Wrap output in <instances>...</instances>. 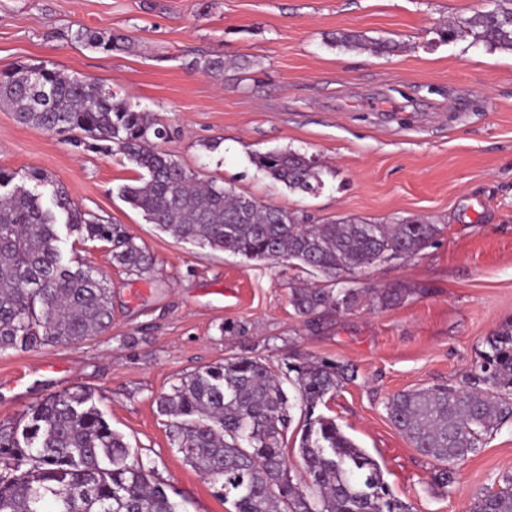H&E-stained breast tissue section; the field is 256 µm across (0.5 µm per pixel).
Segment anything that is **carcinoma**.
Segmentation results:
<instances>
[{
	"instance_id": "cac0c4a2",
	"label": "carcinoma",
	"mask_w": 512,
	"mask_h": 512,
	"mask_svg": "<svg viewBox=\"0 0 512 512\" xmlns=\"http://www.w3.org/2000/svg\"><path fill=\"white\" fill-rule=\"evenodd\" d=\"M471 37V44L512 53V0L488 7L440 30L443 39ZM74 39L104 51L126 41L88 27ZM336 45L367 46L391 53L399 45L372 41L357 31L336 34ZM192 68L224 74V58L205 56ZM40 71L49 105L36 101L28 75ZM0 104L17 121L45 131L67 130L127 160L145 175L119 195L163 232L201 247L252 261L285 260L321 272L332 284L347 283L379 262L406 258L439 233L422 219L372 224L346 219L312 224L307 215L238 194L211 179L202 182L157 145L168 136L151 112L136 110L88 78L46 66L21 64L0 78ZM265 177L292 192L312 194L323 184V165L293 150L256 153ZM30 177L53 186L51 198L13 184L16 173L0 169V352L79 342L112 324V295L103 275L72 267L59 246L57 226L85 241L105 243L112 261L129 274L154 267L149 250L123 224H105L83 211L48 176ZM405 288H292L299 315L321 308L350 312L365 299L381 308L403 303ZM458 387L400 391L386 404L387 417L420 454L435 462V481L455 482L456 465L483 436L512 419V322L486 341ZM293 378L304 408L298 453L305 476L294 480L283 443L291 422L281 378ZM355 370L335 361L303 360L277 375L260 359L234 357L186 374L156 398L169 433L186 464L224 491L233 512H413L384 480L380 465L317 406ZM0 512H182L152 468L112 429L91 390L75 386L33 405L21 426L0 427ZM470 512H512V475L479 497Z\"/></svg>"
}]
</instances>
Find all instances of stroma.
<instances>
[{
	"instance_id": "stroma-1",
	"label": "stroma",
	"mask_w": 512,
	"mask_h": 512,
	"mask_svg": "<svg viewBox=\"0 0 512 512\" xmlns=\"http://www.w3.org/2000/svg\"><path fill=\"white\" fill-rule=\"evenodd\" d=\"M485 0H0V72L42 64L89 77L167 129L163 149L188 170L315 223L342 218L438 225L433 245L357 275V288L409 291L401 304L302 317L289 290L326 287L318 272L200 248L161 232L124 202L140 177L71 134L17 122L0 107V167L39 170L89 211L125 225L155 259L137 276L107 246L62 234L71 265L103 273L112 324L71 344L0 353V425L55 392L93 391L112 429L187 512H233L171 443L155 400L182 375L224 359H262L276 373L303 359L351 365L356 379L317 411L376 459L413 512H468L512 474V423L434 485V463L387 417L393 394L459 384L485 341L512 320V54L443 42L435 28L483 9ZM90 27L124 36L103 52L74 40ZM353 30L397 41L390 54L333 46ZM221 56V78L192 69ZM294 150L325 167L301 194L267 179L253 154ZM235 324V333L224 332Z\"/></svg>"
}]
</instances>
